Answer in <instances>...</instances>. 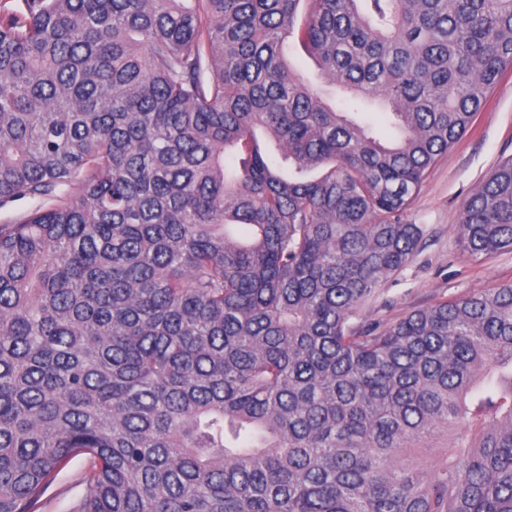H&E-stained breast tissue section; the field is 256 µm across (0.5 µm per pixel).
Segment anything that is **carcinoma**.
<instances>
[{
	"instance_id": "cac0c4a2",
	"label": "carcinoma",
	"mask_w": 512,
	"mask_h": 512,
	"mask_svg": "<svg viewBox=\"0 0 512 512\" xmlns=\"http://www.w3.org/2000/svg\"><path fill=\"white\" fill-rule=\"evenodd\" d=\"M511 65L512 0H0V512H512V283L360 319ZM287 55L297 65L299 74L315 83L318 81L316 77L317 69L314 61L298 43L289 40ZM86 467L84 457L76 458L43 494L37 512H73L82 494Z\"/></svg>"
}]
</instances>
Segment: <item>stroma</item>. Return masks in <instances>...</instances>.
<instances>
[{
	"instance_id": "obj_1",
	"label": "stroma",
	"mask_w": 512,
	"mask_h": 512,
	"mask_svg": "<svg viewBox=\"0 0 512 512\" xmlns=\"http://www.w3.org/2000/svg\"><path fill=\"white\" fill-rule=\"evenodd\" d=\"M512 156V67L488 93L465 136L430 172L407 219L422 225L425 245L390 276L364 308L390 324L444 299L512 282V253L476 260L457 240L463 208L497 164ZM85 458H76L43 494L37 512H74L81 497Z\"/></svg>"
}]
</instances>
